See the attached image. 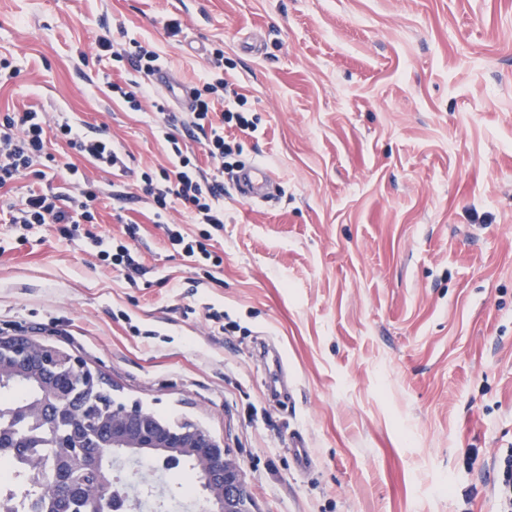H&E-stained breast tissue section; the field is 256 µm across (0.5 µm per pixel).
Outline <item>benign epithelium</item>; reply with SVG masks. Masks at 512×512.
I'll return each instance as SVG.
<instances>
[{
  "label": "benign epithelium",
  "mask_w": 512,
  "mask_h": 512,
  "mask_svg": "<svg viewBox=\"0 0 512 512\" xmlns=\"http://www.w3.org/2000/svg\"><path fill=\"white\" fill-rule=\"evenodd\" d=\"M150 424V418L134 407L117 414L112 422L113 451L133 458L143 449L159 443L162 439L159 434L145 437ZM176 448L204 457L209 465L203 477L207 487V512H246L243 505L246 475L235 455L200 429L181 433Z\"/></svg>",
  "instance_id": "benign-epithelium-1"
}]
</instances>
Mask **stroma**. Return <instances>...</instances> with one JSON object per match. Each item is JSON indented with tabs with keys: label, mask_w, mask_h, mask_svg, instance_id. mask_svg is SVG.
<instances>
[{
	"label": "stroma",
	"mask_w": 512,
	"mask_h": 512,
	"mask_svg": "<svg viewBox=\"0 0 512 512\" xmlns=\"http://www.w3.org/2000/svg\"><path fill=\"white\" fill-rule=\"evenodd\" d=\"M177 20L178 34L168 23ZM195 86L210 49L256 119L224 173L216 281L171 250L137 174L168 165L188 118L98 54L117 31ZM0 110L43 109L119 146L117 177L58 144L98 186V231L134 242L129 284L97 249L0 223V334L69 352L114 399L202 428L241 461L255 512H497L512 448V0H0ZM260 163L277 194H237ZM234 332H212L204 304ZM279 349L288 391L258 357ZM315 466L296 471L295 441Z\"/></svg>",
	"instance_id": "stroma-1"
}]
</instances>
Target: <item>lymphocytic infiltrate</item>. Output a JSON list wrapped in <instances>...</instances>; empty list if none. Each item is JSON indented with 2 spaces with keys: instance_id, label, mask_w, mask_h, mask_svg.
Segmentation results:
<instances>
[{
  "instance_id": "obj_1",
  "label": "lymphocytic infiltrate",
  "mask_w": 512,
  "mask_h": 512,
  "mask_svg": "<svg viewBox=\"0 0 512 512\" xmlns=\"http://www.w3.org/2000/svg\"><path fill=\"white\" fill-rule=\"evenodd\" d=\"M101 51L111 53L113 61L128 65L139 79L124 87L113 85L112 92L128 104L131 110L141 108V102L151 92L150 76L160 63L157 51L149 46H137L132 52L113 50L110 41L99 44ZM193 111L190 125L203 137V150L215 164L214 180L199 178L198 166L193 155L183 145L180 134L168 132L164 135L169 152V166L159 171L141 173L136 186L151 197L157 215L179 208L190 213L195 223L203 230L192 236L181 225L165 227L170 248L201 266H220L219 257L214 256L209 243L215 232L224 228V208L220 204L224 196L222 176L229 168L233 148L224 136L227 125H235L242 131L255 132L256 121L248 119L239 106L242 97L230 90L224 77V51L214 49L211 69L199 84L192 89ZM64 140L78 154L85 157L111 158L112 166L125 170L123 157L108 156L105 144L88 145L84 133L66 121L50 119L48 113L37 110L0 113V189L5 188L21 176L31 174L43 181L49 172L60 166L56 157L48 150L49 137ZM98 192L84 187L78 193L68 190L29 189L19 203L10 205L0 220L26 230L36 224L55 225L64 238L82 239L97 246V256L107 267L124 271L128 280H136L147 274L142 257L131 244L137 235L136 225L125 227L126 241L105 243L97 231L96 205Z\"/></svg>"
}]
</instances>
